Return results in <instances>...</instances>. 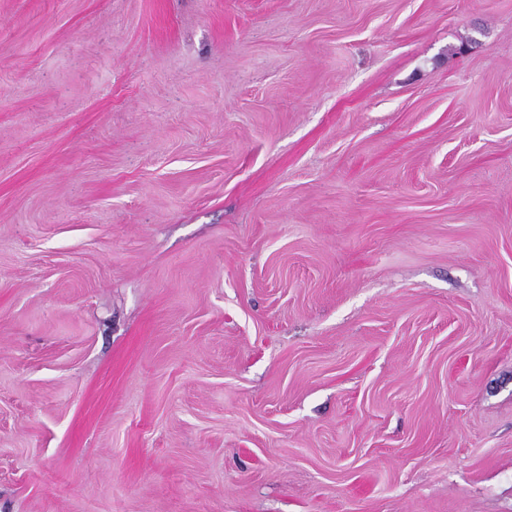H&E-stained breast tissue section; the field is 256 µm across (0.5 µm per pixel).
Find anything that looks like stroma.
Returning a JSON list of instances; mask_svg holds the SVG:
<instances>
[{
  "instance_id": "1",
  "label": "stroma",
  "mask_w": 512,
  "mask_h": 512,
  "mask_svg": "<svg viewBox=\"0 0 512 512\" xmlns=\"http://www.w3.org/2000/svg\"><path fill=\"white\" fill-rule=\"evenodd\" d=\"M0 512H512V0H0Z\"/></svg>"
}]
</instances>
